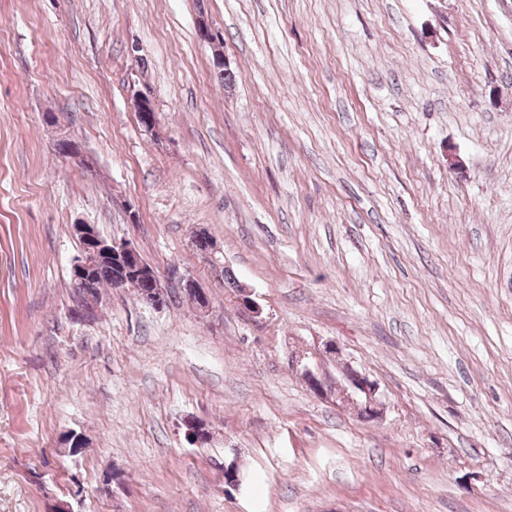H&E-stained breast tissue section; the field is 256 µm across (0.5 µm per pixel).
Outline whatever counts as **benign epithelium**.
<instances>
[{
    "label": "benign epithelium",
    "mask_w": 512,
    "mask_h": 512,
    "mask_svg": "<svg viewBox=\"0 0 512 512\" xmlns=\"http://www.w3.org/2000/svg\"><path fill=\"white\" fill-rule=\"evenodd\" d=\"M199 38L206 42L212 50V63L217 69L227 67L224 56V38L213 31L208 20L199 16L197 20ZM132 105L145 132L160 137L158 119L150 116L155 111L154 103L147 89L137 88L132 94ZM63 156L79 165L91 176L96 175V167L88 158L81 145L72 146L63 151ZM71 234L84 241L82 252L73 259L71 272L73 280L88 289L94 285L95 269L101 259L109 256L115 259L117 268L123 273V279L116 283L118 288L128 287V282L142 274L143 258L139 248L131 241H115L100 234L96 225L78 220L70 225ZM148 288L144 293V303L154 309H162L167 305L170 289L180 288L196 294L201 302L199 310L204 312L209 306L206 291L190 276L172 273L162 277L154 272L147 278ZM238 305L242 311L253 319L262 315V308L252 297L249 288L243 286L238 292ZM345 386L340 394L341 402L351 408L356 416L365 422H375L383 416V404L378 397V384L368 376L355 370L350 364L343 365L341 371ZM303 381L309 391L317 398L326 400L334 394L329 378L303 367Z\"/></svg>",
    "instance_id": "benign-epithelium-1"
}]
</instances>
